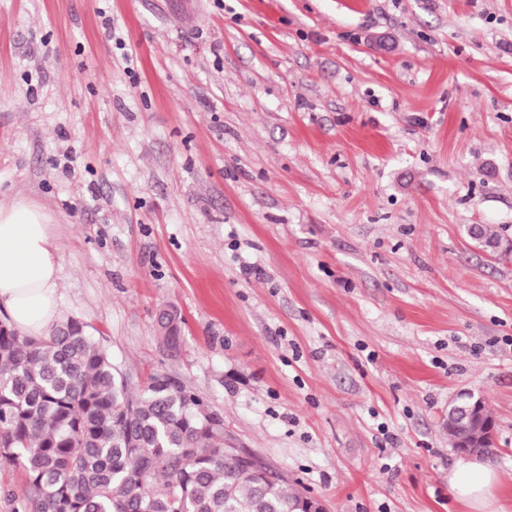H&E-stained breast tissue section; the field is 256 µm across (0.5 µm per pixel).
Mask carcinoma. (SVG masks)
<instances>
[{
  "label": "carcinoma",
  "mask_w": 512,
  "mask_h": 512,
  "mask_svg": "<svg viewBox=\"0 0 512 512\" xmlns=\"http://www.w3.org/2000/svg\"><path fill=\"white\" fill-rule=\"evenodd\" d=\"M215 415L165 372L131 390L77 318L40 338L0 323V465L26 476L15 512H307L287 479L224 453ZM463 454L495 457L494 434Z\"/></svg>",
  "instance_id": "1"
}]
</instances>
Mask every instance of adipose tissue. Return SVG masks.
Instances as JSON below:
<instances>
[{
	"label": "adipose tissue",
	"instance_id": "ef3b65f1",
	"mask_svg": "<svg viewBox=\"0 0 512 512\" xmlns=\"http://www.w3.org/2000/svg\"><path fill=\"white\" fill-rule=\"evenodd\" d=\"M0 307L9 324L30 337L48 334L62 316L52 218L23 197L0 201ZM501 483L499 472L477 457L448 472V491L467 512H498Z\"/></svg>",
	"mask_w": 512,
	"mask_h": 512
}]
</instances>
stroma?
I'll return each mask as SVG.
<instances>
[{
    "label": "stroma",
    "instance_id": "1",
    "mask_svg": "<svg viewBox=\"0 0 512 512\" xmlns=\"http://www.w3.org/2000/svg\"><path fill=\"white\" fill-rule=\"evenodd\" d=\"M52 216L63 317L328 512H512V0H0V201ZM181 313L168 350L155 323ZM469 403L457 405L454 407V411L452 414V418L449 420L452 426H456L458 424L457 421L464 422L466 421L469 427L468 437L469 441L472 440H478L485 436L489 431L487 426L484 424L481 418H479L478 413L476 412L477 409L481 405H485L482 399L477 398L474 400V396L469 394ZM481 406V417L483 420L489 424L492 425V431L489 435H487L484 439L481 441L475 442V443H468V445L463 452L462 455L466 456H480L485 458H493L497 455V446L494 440V426L495 423L492 420L491 416L489 415L488 410L485 408V406ZM499 472L486 460L468 457L448 472V491L467 512H498Z\"/></svg>",
    "mask_w": 512,
    "mask_h": 512
}]
</instances>
